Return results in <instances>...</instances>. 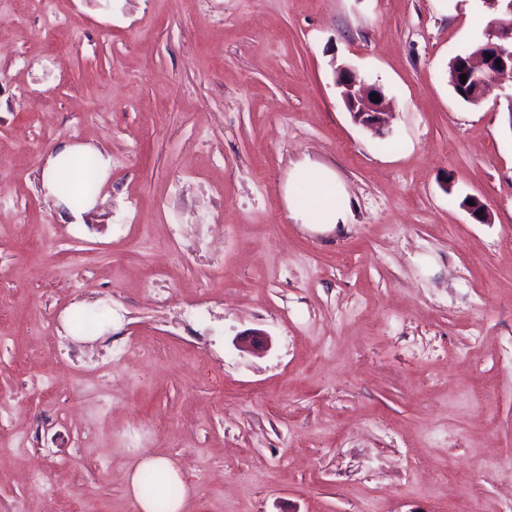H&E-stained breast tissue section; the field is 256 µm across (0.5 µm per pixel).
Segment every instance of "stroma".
I'll return each instance as SVG.
<instances>
[{
	"label": "stroma",
	"instance_id": "1",
	"mask_svg": "<svg viewBox=\"0 0 512 512\" xmlns=\"http://www.w3.org/2000/svg\"><path fill=\"white\" fill-rule=\"evenodd\" d=\"M488 20L482 0H48L0 31V512H126L148 454L190 479L186 512H512V104L446 75ZM339 66L383 88L384 133L353 123ZM67 142L112 161L78 227L42 190ZM308 163L349 197L337 229L288 205ZM79 301L111 308V349L37 351Z\"/></svg>",
	"mask_w": 512,
	"mask_h": 512
}]
</instances>
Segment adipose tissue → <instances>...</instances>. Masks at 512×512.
<instances>
[{
    "label": "adipose tissue",
    "instance_id": "ef3b65f1",
    "mask_svg": "<svg viewBox=\"0 0 512 512\" xmlns=\"http://www.w3.org/2000/svg\"><path fill=\"white\" fill-rule=\"evenodd\" d=\"M86 158L94 160L95 172L100 179H108L111 170L109 156L88 143L63 145L55 155L49 157L43 171L42 189L45 195L67 209L71 222L75 225L82 224L84 214L95 207L97 200L89 197L81 206H73L69 198L60 192L58 184L64 168L78 167ZM333 179L331 171L315 166L304 165L295 171L288 185V192L292 198L304 201L301 218L305 223L328 229L345 223L350 211V201L347 196L337 195L331 189ZM149 470L160 473L178 489L177 495L169 503L168 512H185L189 498L188 479L170 459L160 455L140 460L127 474L128 491L137 502L140 512H155L153 498L147 497L141 490V476Z\"/></svg>",
    "mask_w": 512,
    "mask_h": 512
}]
</instances>
